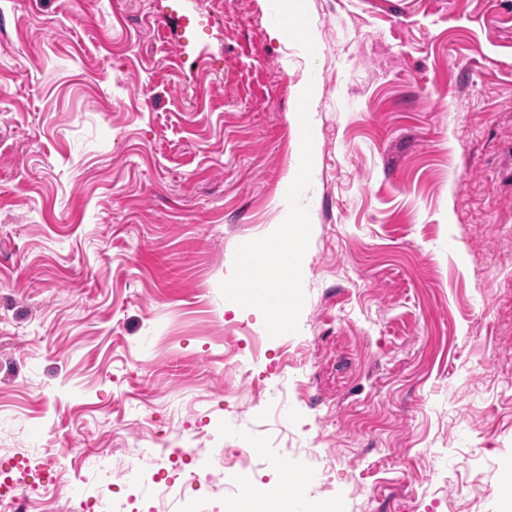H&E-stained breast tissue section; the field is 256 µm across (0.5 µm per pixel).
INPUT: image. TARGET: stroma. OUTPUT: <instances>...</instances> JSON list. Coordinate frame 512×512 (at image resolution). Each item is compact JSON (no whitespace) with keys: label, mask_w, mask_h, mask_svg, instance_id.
<instances>
[{"label":"stroma","mask_w":512,"mask_h":512,"mask_svg":"<svg viewBox=\"0 0 512 512\" xmlns=\"http://www.w3.org/2000/svg\"><path fill=\"white\" fill-rule=\"evenodd\" d=\"M131 448L166 512L283 458L334 512H512V0H0V471L100 512Z\"/></svg>","instance_id":"stroma-1"}]
</instances>
